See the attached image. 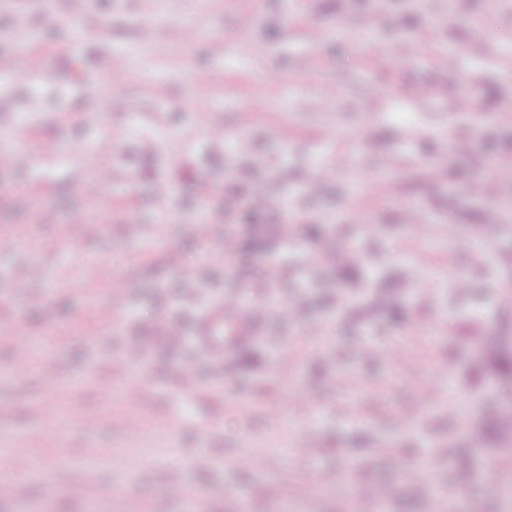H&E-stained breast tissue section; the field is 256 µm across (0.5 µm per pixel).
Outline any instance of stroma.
<instances>
[{
	"label": "stroma",
	"mask_w": 512,
	"mask_h": 512,
	"mask_svg": "<svg viewBox=\"0 0 512 512\" xmlns=\"http://www.w3.org/2000/svg\"><path fill=\"white\" fill-rule=\"evenodd\" d=\"M144 8L145 0L0 7V65L26 44L44 61L40 79L12 86L0 102L10 164L0 226L24 235L19 251L0 258V275L32 261L50 271L24 295L0 298V373L18 341L56 365L55 381L35 366L0 385L11 434L26 430L48 384L58 392L52 423L11 454L30 475L25 499H0V512H122L130 496L144 512H192L189 499H165L174 482L191 497L224 484L243 495L247 512H355L360 504L378 512L373 492L390 483L385 512H425L424 488L402 477L413 468L457 489L450 512H512V457L501 454L512 448V425L500 417L512 403V375L498 368L512 357V183L490 179L488 167L512 161V123L497 119L512 96V0H182L178 13L158 12L148 43ZM246 14L255 19L248 31ZM486 15L493 27L471 50L472 24ZM311 27L320 42L307 40ZM247 41L266 56L253 59ZM450 52L454 65L438 66ZM108 55L125 65L106 80ZM201 76L212 81L203 101ZM417 84L436 94L420 108L400 98ZM207 116L223 124L224 139L208 134ZM451 138L470 146L449 154L446 179L435 180L438 146ZM43 141L54 154L32 158ZM339 159L349 177L324 182L305 205L303 221L320 225V236L305 228L286 243L261 226L263 243L242 264L211 260L210 245L237 220L224 208L229 177L256 196L291 199ZM103 166L112 184L102 195L76 192ZM478 181L483 195H470ZM160 183L176 188L164 210L153 199ZM411 207L427 235L411 230ZM422 250L430 270L414 284ZM172 252L199 268L198 280L182 283L167 262ZM101 267L124 278V298L99 290L90 273ZM321 276L335 280L344 307L323 295ZM461 277L468 289L456 288ZM272 292L292 305L293 322L268 307ZM228 293L262 309L256 333L229 355L233 378L208 375L205 393L185 394L176 380L185 368L207 372L195 340ZM168 316L183 322L186 339L166 335ZM132 336L148 362L127 375L131 395L107 399L100 383ZM272 336L287 340V361ZM368 338L380 348L403 342L407 354L360 360L352 348ZM294 391L308 410L272 423L269 408ZM74 402L97 420L95 433L71 418ZM416 406L418 422L396 421ZM126 413L143 424L133 443L115 425ZM302 436L316 457L293 455ZM248 448L263 452L262 471L234 467ZM203 454L209 465H193ZM340 468L351 474L343 484ZM299 469L310 487L294 482ZM47 479L60 487L50 500ZM269 481L280 501L268 498ZM488 481L503 494L486 496ZM108 482L112 500H93V487Z\"/></svg>",
	"instance_id": "stroma-1"
}]
</instances>
